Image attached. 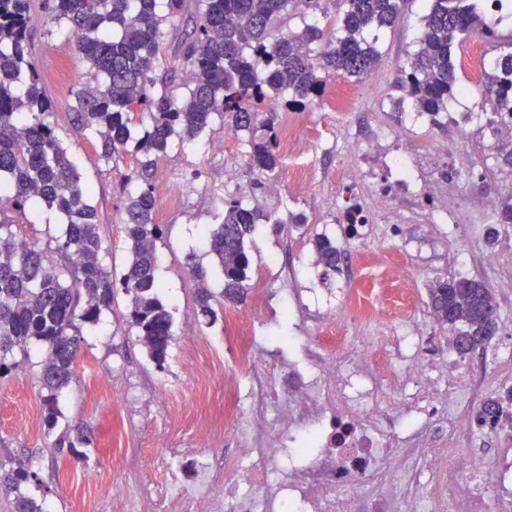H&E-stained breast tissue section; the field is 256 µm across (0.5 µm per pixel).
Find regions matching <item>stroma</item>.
<instances>
[{"label": "stroma", "instance_id": "35a3bbf8", "mask_svg": "<svg viewBox=\"0 0 512 512\" xmlns=\"http://www.w3.org/2000/svg\"><path fill=\"white\" fill-rule=\"evenodd\" d=\"M31 9L37 17L32 52L40 69L49 74L45 88L55 103V132L78 160L85 182L93 189L104 262L123 269L127 235L122 176L100 161L88 131L75 120L72 89L88 65L66 31L41 19L39 0H32ZM424 13L423 0H405L395 25L380 32L381 57L371 82L361 86L359 110L352 122H338L331 106L339 86L346 83L341 76L329 79L318 101L298 113L300 145L316 169L317 191L298 193L282 165L277 172L284 188L280 204H273L264 194L251 193V183L260 180L262 174L251 168L243 147L225 143L220 128L200 144L170 148L161 158L159 169L185 186L178 201L162 195L157 198V217L166 226L158 245V278L162 299L174 321L164 365L156 366L138 336L129 330L130 302L120 292L111 312L99 323L82 329L84 340L76 372L59 395L60 414L54 428H47L42 413L40 375L45 350L40 344H30L21 369L0 378V464L37 472V479L24 484L23 491L43 512H73L78 503L83 504V512H125L122 504L102 498L101 489L120 484L130 499H137L145 483L158 478L154 463L163 455L188 477L199 462L223 468L225 457L235 450L232 434L215 440L202 438L184 416L203 397L216 413L224 411V324L207 325L200 315L197 285L185 268L187 258L192 255L202 263L211 290L220 292L219 267L206 254V230L222 220L226 201L239 194L249 206L277 208L285 224L277 229L259 225L248 245L251 282L263 284L271 298L256 335L262 343L263 358L305 366L309 349L318 342L322 322L341 304L346 278L354 271L347 260L336 274L308 269L315 258L312 240L317 234L334 235L342 249L352 246L336 227L337 212L331 207L332 202L343 199V190L336 183L335 156L340 151L361 162L367 172L370 185L358 197L365 207L372 203L375 184L388 175V153L399 139L429 144V153L413 161L422 180H429L435 163L451 153L465 155L471 167L483 172L480 183L462 180L438 186L437 204L458 212L462 237L456 247H449L440 226L410 195H396L378 221L400 225L407 236L408 243L400 252H393L389 240L381 241L380 250L416 269L421 301H428L433 281L454 274L482 280L494 289L500 308L499 328L485 352L471 355L470 368L491 379L497 376L498 352L505 347L512 349V287L506 285L512 274L483 261L489 244L481 208L485 195L500 200L512 196V169L498 159L494 141L479 119L488 109L486 100L469 98L460 104V111L473 116L463 137L452 125L439 128L411 122L407 110L396 107L402 92L395 82L416 48ZM377 129L386 131L387 139L375 141L373 132ZM297 213L306 215L307 224L289 223V216ZM199 367L214 370L203 386L195 375ZM116 376L122 379V397L117 401L109 388ZM79 421L92 433V443L80 463L52 447L69 425Z\"/></svg>", "mask_w": 512, "mask_h": 512}]
</instances>
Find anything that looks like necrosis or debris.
Instances as JSON below:
<instances>
[{"mask_svg": "<svg viewBox=\"0 0 512 512\" xmlns=\"http://www.w3.org/2000/svg\"><path fill=\"white\" fill-rule=\"evenodd\" d=\"M299 129L283 120L278 150L306 193L316 181L300 159ZM394 193L385 186L373 206L342 213L364 244L362 267L325 324L328 338L318 346L324 361L311 377L287 379L275 362L254 371L266 289L253 290L248 321L226 315L238 343L224 386L237 455L223 471L207 466L190 482L165 470L150 494L154 512H512V405L486 418V403L498 396L493 384L478 373L456 376L429 357V337L395 327L421 307L413 273L369 243L375 214ZM383 343L390 346L384 359ZM240 372L250 378L244 391ZM306 429L318 430L320 456L282 470L281 453ZM486 436L500 447L497 457L475 454ZM357 484L366 490L364 511L349 493Z\"/></svg>", "mask_w": 512, "mask_h": 512, "instance_id": "4bbe7bcc", "label": "necrosis or debris"}]
</instances>
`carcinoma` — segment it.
I'll use <instances>...</instances> for the list:
<instances>
[{
    "mask_svg": "<svg viewBox=\"0 0 512 512\" xmlns=\"http://www.w3.org/2000/svg\"><path fill=\"white\" fill-rule=\"evenodd\" d=\"M323 0H42L47 22L68 31L89 64L88 77L73 90L76 121L96 138L107 164L135 158L123 175L127 203L123 223L128 260L118 274L103 264V243L92 192L62 145L50 118L52 102L31 53L30 0H0V376L23 366L27 345L46 350L41 387L45 423L55 426L58 392L67 386L80 357L81 326L96 324L112 309L117 289L131 301L127 323L136 329L151 359L163 366L173 340V315L160 297L158 242L165 225L157 221L153 177L170 143L201 141L215 121H231L249 133L247 156L267 178L280 160L274 114L301 111L335 76L363 78L380 53L368 32L390 28L400 0H336L331 27L304 23L284 34L281 17L293 11L306 18ZM417 50L403 69L399 104L431 117L448 112L458 99L453 47L460 37L479 33L499 39L478 10V0H426ZM185 28L169 47L166 26L175 18ZM183 71L175 83L177 71ZM491 111L512 118V52L496 58L488 76ZM180 87V95L173 94ZM149 113L151 122L134 115ZM43 207L62 215L55 259L14 227L29 223L28 211ZM277 210L266 212L233 199L217 228L208 232L207 254L217 260L222 297L247 302L250 259L247 243L259 224H280ZM317 262L336 270L344 253L321 235L313 239ZM188 274L198 283L200 315L218 320L207 270L188 258ZM430 306L452 347L464 355L495 334L493 290L468 277L439 280L429 288ZM91 443L85 424L56 439L75 459ZM37 478L23 468L0 474V488L14 494L13 512H41L21 486Z\"/></svg>",
    "mask_w": 512,
    "mask_h": 512,
    "instance_id": "carcinoma-1",
    "label": "carcinoma"
}]
</instances>
